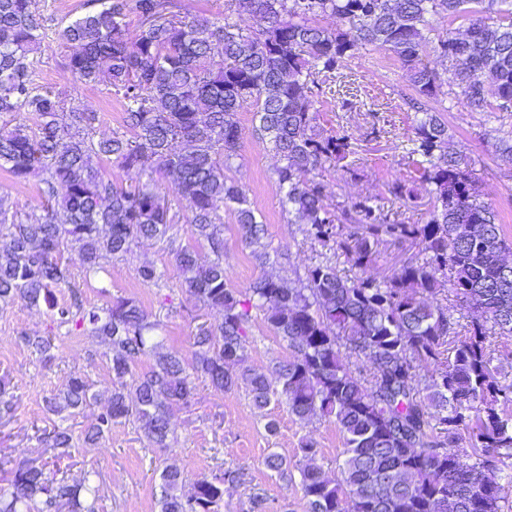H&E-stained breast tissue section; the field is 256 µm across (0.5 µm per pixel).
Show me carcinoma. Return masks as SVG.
<instances>
[{
	"label": "carcinoma",
	"instance_id": "1",
	"mask_svg": "<svg viewBox=\"0 0 512 512\" xmlns=\"http://www.w3.org/2000/svg\"><path fill=\"white\" fill-rule=\"evenodd\" d=\"M34 0H0V168L21 183L42 175L45 213L19 220L0 194V304L45 302L57 326L72 325L108 343L112 390L105 411L84 431L95 448L112 423L132 420L156 447L171 445L170 411L189 406L196 382L227 392L243 384L254 404L282 399L299 421L336 424L345 439L340 477L325 476L310 442L296 450L308 512H501V473L512 460V384L492 366L500 338L512 337V262L502 219L484 200L470 159L448 151V126L425 103L452 95L472 112H512V0H230L248 28L219 13L202 17L176 0H88V10L62 26L67 68L86 84H104L123 101L122 129L94 139L97 112H69L65 101L33 80V58L46 38V19ZM138 23L130 28L129 14ZM461 30L430 36L429 16ZM330 15L335 28L316 20ZM380 45L409 78L422 117L409 156L417 177L433 186L426 224H407L362 198L340 208L317 179L326 165L346 159V134L318 125L316 98L340 81L348 59ZM448 59L442 77L425 62ZM493 98H488V93ZM254 108L258 138L279 157V186L289 221L306 237L339 250L362 270L381 243L410 241L422 260L409 261L383 282L344 279L329 261L310 266L300 287L262 275L249 296L227 287L221 211L233 212L241 241L262 265L270 261L244 189L225 170L239 155L237 114ZM26 112L34 125L18 120ZM182 142L188 150L175 148ZM139 168L146 180L125 189L100 173L97 162ZM161 173L190 212L196 242L171 248L186 292L224 312L221 323L192 337L191 360L152 343L158 323L132 298L104 308L77 300L54 302L53 291L77 287L73 266L95 272L144 238L165 239L175 215L154 187ZM74 258L63 260L64 253ZM447 291L464 308L461 326L428 297ZM265 312L269 329L288 345L276 364L277 384L235 366L244 350L251 311ZM41 363L55 360L54 337L26 336ZM369 363L371 378L353 376L344 353ZM150 369L138 374L142 357ZM435 366L416 384V364ZM95 398L88 380L69 374L46 411L70 415ZM57 459L72 457L73 437L56 427L41 438ZM0 487V512H99V489L56 478L32 462L11 469ZM232 473L186 483L176 468L162 472L159 512H221Z\"/></svg>",
	"mask_w": 512,
	"mask_h": 512
}]
</instances>
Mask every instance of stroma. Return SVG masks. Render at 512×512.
Listing matches in <instances>:
<instances>
[{
  "instance_id": "obj_1",
  "label": "stroma",
  "mask_w": 512,
  "mask_h": 512,
  "mask_svg": "<svg viewBox=\"0 0 512 512\" xmlns=\"http://www.w3.org/2000/svg\"><path fill=\"white\" fill-rule=\"evenodd\" d=\"M36 3L50 29L34 56L36 82L59 94L70 110L99 112L97 135L107 136L120 129L123 106L119 97L105 85H85L74 79L66 66L68 50L54 35L57 27L85 12L86 0ZM344 80L357 87L359 106L343 110L328 95L321 108L322 127L350 135L354 148L345 166L324 173L332 202L343 206L368 197L398 212L406 223H426L431 208L429 187L415 179L406 154L417 117L416 95L399 62L386 48L373 45L347 61ZM371 102L376 104V111H367ZM427 107L447 124L449 148L470 157L473 175L499 211L506 239L512 241V165L501 161L493 147L496 139H512V114L472 112L445 95L430 100ZM238 121L241 148L229 174L245 189L265 225L264 242L278 258L258 265L251 247L241 242L233 215L224 212V265L229 287L246 291L264 274L284 277L295 287L307 267L322 259L335 260L342 277H353L344 257L334 256L306 239L303 225L289 223L276 176L280 161L254 134L251 108H243ZM376 127L382 129L381 137H374ZM399 180L410 181L414 204L402 206L390 194L391 184ZM39 184V176L19 184L0 170V188L8 192L21 217L30 222L43 214L45 201L38 192ZM143 265L154 266L162 272V279L154 285L142 284L137 270ZM75 277L81 284L84 305L102 307L119 298L137 299L159 324L155 340L186 358L191 355L197 325L222 319L219 310L201 307L182 288L167 241L142 240L131 254L112 259L105 271L90 276L79 271ZM50 332L56 336V359L45 366L22 339ZM245 350L246 367L266 373L272 381L277 378L276 364L290 356L286 342L269 330L260 310L252 313ZM106 352L97 338L56 326L47 305L30 307L17 302L0 307V378L8 382L16 397L12 418L0 420V458L15 463L33 461L51 474L64 471L72 481L90 477L100 487V512H158L161 473L168 466L181 470L189 481L201 474L233 473L234 482L224 486L223 512H308L298 470L292 467L281 475L265 464L273 452L293 459L305 440L318 448L317 463L322 471L339 476L345 439L336 424L320 418L302 423L289 413L285 403L273 402L259 409L245 388L219 392L204 382L198 384L189 406L172 410L174 441L168 450L154 447L136 424L121 419L113 423L103 448L76 454L71 460L59 461L44 454L37 432L49 425L45 398L63 389L68 373H79L91 382L97 401L66 421L73 435H80L110 396ZM271 420L277 423L273 435L265 429Z\"/></svg>"
}]
</instances>
